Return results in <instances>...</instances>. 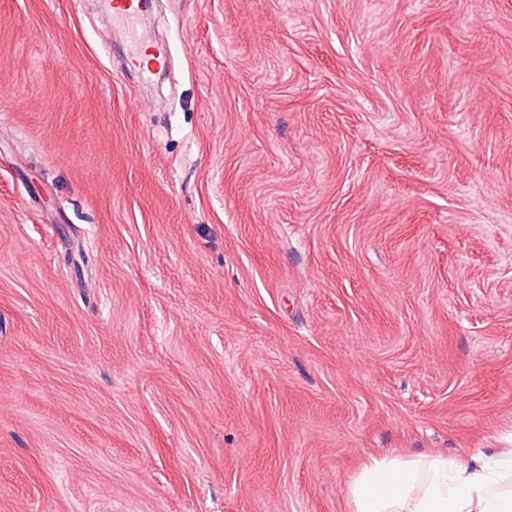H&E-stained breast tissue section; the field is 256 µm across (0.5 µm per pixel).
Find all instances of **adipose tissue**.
I'll list each match as a JSON object with an SVG mask.
<instances>
[{
	"instance_id": "adipose-tissue-1",
	"label": "adipose tissue",
	"mask_w": 512,
	"mask_h": 512,
	"mask_svg": "<svg viewBox=\"0 0 512 512\" xmlns=\"http://www.w3.org/2000/svg\"><path fill=\"white\" fill-rule=\"evenodd\" d=\"M349 495L354 512H512V448L464 461L373 458Z\"/></svg>"
}]
</instances>
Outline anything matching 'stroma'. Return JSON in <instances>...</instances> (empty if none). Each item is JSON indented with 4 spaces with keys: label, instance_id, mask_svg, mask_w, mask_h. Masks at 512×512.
Instances as JSON below:
<instances>
[{
    "label": "stroma",
    "instance_id": "35a3bbf8",
    "mask_svg": "<svg viewBox=\"0 0 512 512\" xmlns=\"http://www.w3.org/2000/svg\"><path fill=\"white\" fill-rule=\"evenodd\" d=\"M0 0V512H352L512 439V0ZM108 11L112 23L123 30L129 44V59L141 66V50L148 40L146 23L150 18V4L146 0H110Z\"/></svg>",
    "mask_w": 512,
    "mask_h": 512
}]
</instances>
